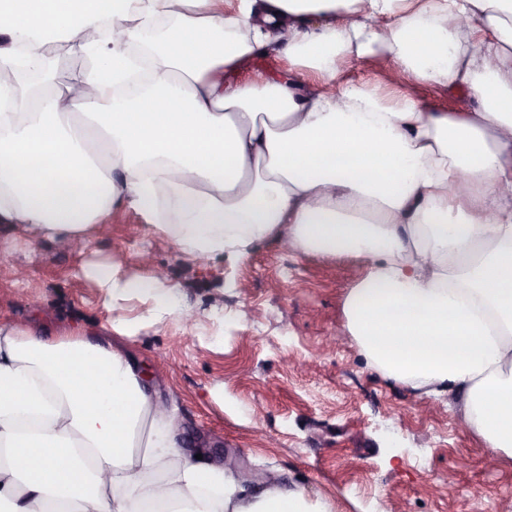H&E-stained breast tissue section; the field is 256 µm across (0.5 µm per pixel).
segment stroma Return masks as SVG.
I'll return each instance as SVG.
<instances>
[{"instance_id": "35a3bbf8", "label": "stroma", "mask_w": 512, "mask_h": 512, "mask_svg": "<svg viewBox=\"0 0 512 512\" xmlns=\"http://www.w3.org/2000/svg\"><path fill=\"white\" fill-rule=\"evenodd\" d=\"M378 46L343 61V81L390 102L403 97L445 112L459 94L397 80ZM110 232L88 230V249L20 227L0 228L22 279L0 275V317L53 329L78 325L106 333L131 326L128 340L163 397L175 398L188 439L220 445L226 458L259 473L302 480L332 512H507L512 460L484 465L482 442L459 425L447 397L424 400L366 366L345 324L347 288L363 264L323 259L269 242L239 260L199 264L172 250L139 212L114 209ZM180 286L178 308L151 323L144 295L114 310L85 278L86 263L112 265L119 277L147 274L139 258Z\"/></svg>"}]
</instances>
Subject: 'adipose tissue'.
<instances>
[{
    "instance_id": "adipose-tissue-1",
    "label": "adipose tissue",
    "mask_w": 512,
    "mask_h": 512,
    "mask_svg": "<svg viewBox=\"0 0 512 512\" xmlns=\"http://www.w3.org/2000/svg\"><path fill=\"white\" fill-rule=\"evenodd\" d=\"M0 0V224L82 238L114 208L173 250L288 240L350 256L348 332L416 396L457 400L488 457L512 460V0ZM94 61L87 95L46 39ZM384 46L456 108L391 103L338 63ZM284 47L292 68L237 81ZM321 73L332 91L303 85ZM83 274L104 306L176 284ZM0 321V503L9 512H330L298 482L197 457L178 407L124 338Z\"/></svg>"
}]
</instances>
